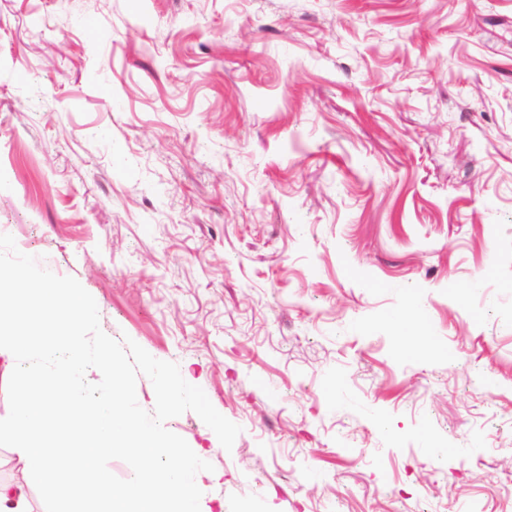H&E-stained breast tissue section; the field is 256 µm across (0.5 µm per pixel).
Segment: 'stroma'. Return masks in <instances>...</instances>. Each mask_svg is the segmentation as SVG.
<instances>
[{
  "label": "stroma",
  "instance_id": "obj_1",
  "mask_svg": "<svg viewBox=\"0 0 512 512\" xmlns=\"http://www.w3.org/2000/svg\"><path fill=\"white\" fill-rule=\"evenodd\" d=\"M0 234L240 426L203 507L512 512V0H0Z\"/></svg>",
  "mask_w": 512,
  "mask_h": 512
}]
</instances>
